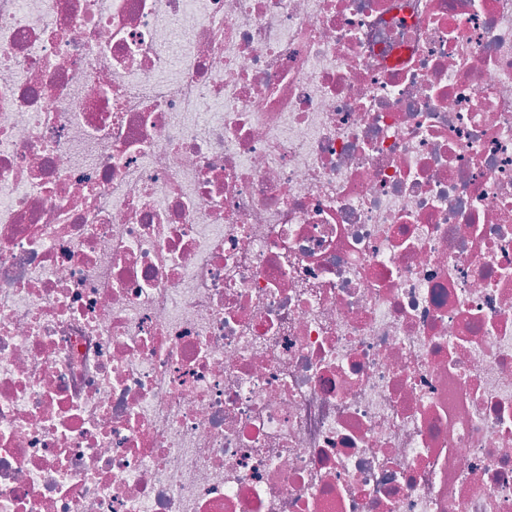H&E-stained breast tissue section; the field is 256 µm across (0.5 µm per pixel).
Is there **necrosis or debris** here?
Listing matches in <instances>:
<instances>
[{
	"label": "necrosis or debris",
	"mask_w": 512,
	"mask_h": 512,
	"mask_svg": "<svg viewBox=\"0 0 512 512\" xmlns=\"http://www.w3.org/2000/svg\"><path fill=\"white\" fill-rule=\"evenodd\" d=\"M0 512H512V0H0Z\"/></svg>",
	"instance_id": "4bbe7bcc"
}]
</instances>
